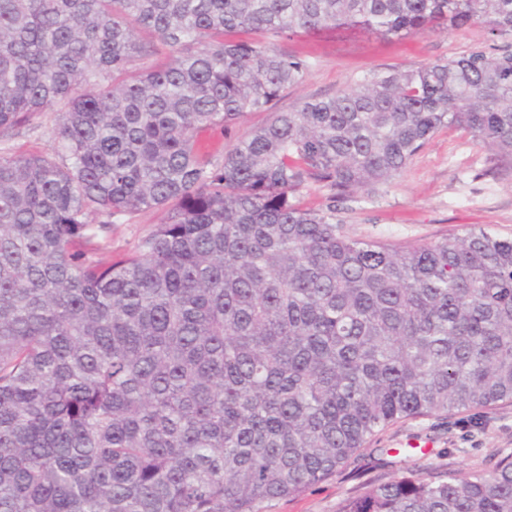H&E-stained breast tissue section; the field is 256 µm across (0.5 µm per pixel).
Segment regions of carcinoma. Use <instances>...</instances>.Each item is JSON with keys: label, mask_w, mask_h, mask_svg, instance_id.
Masks as SVG:
<instances>
[{"label": "carcinoma", "mask_w": 512, "mask_h": 512, "mask_svg": "<svg viewBox=\"0 0 512 512\" xmlns=\"http://www.w3.org/2000/svg\"><path fill=\"white\" fill-rule=\"evenodd\" d=\"M349 24L512 40V0H0V512H261L399 420L512 402V237L400 247L297 197L375 192L444 127L512 163V51L198 151L308 69L226 33ZM48 113L54 154L10 152ZM150 209L124 259L75 249ZM338 512H512V455L461 476L421 450Z\"/></svg>", "instance_id": "cac0c4a2"}]
</instances>
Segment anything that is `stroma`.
<instances>
[{
	"mask_svg": "<svg viewBox=\"0 0 512 512\" xmlns=\"http://www.w3.org/2000/svg\"><path fill=\"white\" fill-rule=\"evenodd\" d=\"M264 40L277 49L296 52L309 65L304 81L275 100L271 112H288L304 99L335 95L374 71H411L474 48L491 56L512 48V43L492 39L480 24L389 40L360 26L288 37L268 34ZM269 114L251 112L235 124L201 129L197 140L202 153L223 159L265 124ZM335 204L337 221L358 238L419 245L459 234L470 224H487L511 236L512 165L499 161L471 135L443 129L384 190L360 192ZM162 217V211L146 210L112 224L108 235L113 259L133 251ZM415 440L427 443L430 460L448 470L493 467L512 454V403L471 414L399 421L377 437L375 450L361 451L336 475L298 495L269 502L263 512H337L347 498L399 475L398 451Z\"/></svg>",
	"mask_w": 512,
	"mask_h": 512,
	"instance_id": "stroma-1",
	"label": "stroma"
}]
</instances>
